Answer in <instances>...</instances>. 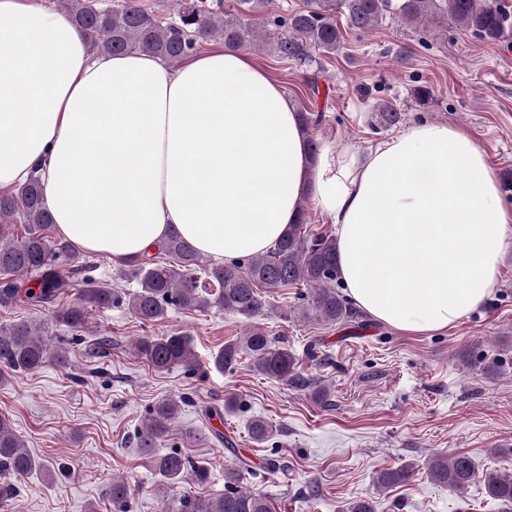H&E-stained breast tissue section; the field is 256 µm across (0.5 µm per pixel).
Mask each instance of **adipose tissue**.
<instances>
[{"label":"adipose tissue","instance_id":"obj_1","mask_svg":"<svg viewBox=\"0 0 512 512\" xmlns=\"http://www.w3.org/2000/svg\"><path fill=\"white\" fill-rule=\"evenodd\" d=\"M33 177L57 233L116 260L174 231L219 265L260 254L312 198L336 226L347 297L403 333L481 306L512 241V208L457 127L315 160L285 89L235 51L175 70L145 53L95 57L65 17L0 0V190Z\"/></svg>","mask_w":512,"mask_h":512}]
</instances>
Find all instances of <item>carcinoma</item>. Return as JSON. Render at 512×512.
Returning a JSON list of instances; mask_svg holds the SVG:
<instances>
[{
  "label": "carcinoma",
  "mask_w": 512,
  "mask_h": 512,
  "mask_svg": "<svg viewBox=\"0 0 512 512\" xmlns=\"http://www.w3.org/2000/svg\"><path fill=\"white\" fill-rule=\"evenodd\" d=\"M59 10L79 31L95 54L141 52L162 58L174 66L211 39L224 40L231 50L255 45L257 27L272 35V49L286 61L317 64L319 59L339 51L343 33L337 15L347 26L365 31L384 16L408 25L448 23L471 31L487 42H499L507 29V14L498 0H306L304 8L270 15L262 11L265 0H240L241 9L226 13L222 0H182V9L174 20L164 23L140 0H57ZM383 127L402 121V113L390 104L375 106ZM301 128L309 151L316 154L317 143L310 131L322 122V115L299 113ZM24 224V234L14 235L11 226ZM79 257L73 245L57 236L44 205L39 180L32 178L12 192L0 195V306L26 301L54 309L55 320L80 332L95 311L127 305L144 323H155L171 307L204 311L212 308L237 314L247 320L263 315L270 308L268 297L281 288L302 285L308 292L302 297L300 313L313 316L325 325L355 322L360 311L336 290L339 281L336 238L312 233L304 222L288 225L287 231L268 251L215 266L181 236L174 233L155 247V253L143 254L120 273L137 282V289L126 292L90 278L81 279L74 300L65 299L73 286L71 275L61 271ZM37 277V289L21 291L22 278ZM134 349L155 369L173 366L188 372L197 370L193 337L185 332L162 336H143ZM247 357L255 372L305 386L297 372V358L285 346L272 341L267 333L252 328L240 341H229L216 357L223 368ZM47 364L67 366L66 350L47 342L45 331L25 320L0 325V382L18 373L35 371ZM191 403L184 396L159 403L152 417L137 433V443L146 453L168 435L181 411ZM433 481L461 491L475 482L483 483L486 494L502 503L504 512H512V475L479 473L473 460L456 454L430 456L426 461ZM248 463L236 457L224 467V494L202 499L185 496L179 512H272L270 501L259 491L240 486ZM46 470L45 463L29 453L15 434L10 420L0 416V475L24 476ZM155 471L164 484L174 486L186 480L204 483L208 471L179 450L155 459ZM413 467L384 468L376 472L374 483L386 489L408 482ZM114 512H128V489L121 480L112 481L110 490Z\"/></svg>",
  "instance_id": "obj_1"
}]
</instances>
